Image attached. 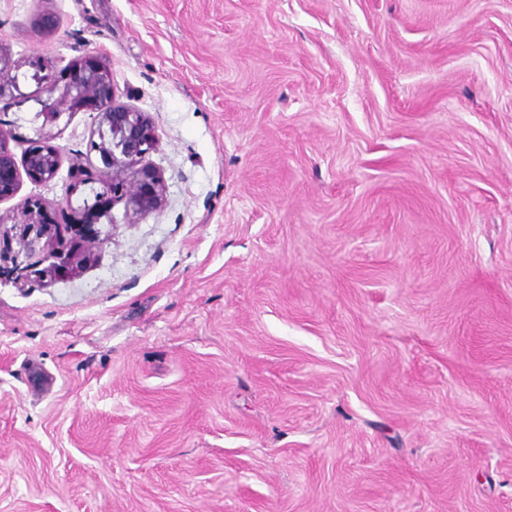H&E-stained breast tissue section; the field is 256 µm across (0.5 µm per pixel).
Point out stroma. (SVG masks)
<instances>
[{
    "mask_svg": "<svg viewBox=\"0 0 512 512\" xmlns=\"http://www.w3.org/2000/svg\"><path fill=\"white\" fill-rule=\"evenodd\" d=\"M96 51L166 201L0 276V512H512V0H0L10 61Z\"/></svg>",
    "mask_w": 512,
    "mask_h": 512,
    "instance_id": "1",
    "label": "stroma"
}]
</instances>
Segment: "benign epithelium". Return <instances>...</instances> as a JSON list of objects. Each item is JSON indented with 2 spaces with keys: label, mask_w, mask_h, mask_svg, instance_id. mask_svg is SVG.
I'll use <instances>...</instances> for the list:
<instances>
[{
  "label": "benign epithelium",
  "mask_w": 512,
  "mask_h": 512,
  "mask_svg": "<svg viewBox=\"0 0 512 512\" xmlns=\"http://www.w3.org/2000/svg\"><path fill=\"white\" fill-rule=\"evenodd\" d=\"M33 73L19 76V67L0 55V103L5 107H22L29 101L39 105L35 118L42 120L37 150L24 160L19 170L9 149L12 133L0 128V201L14 197L26 174L36 181L53 179L61 166L60 147L47 142L51 130L64 116L74 112L96 113L97 128L107 131L91 149L101 163V188L94 200L84 201L82 213L97 214L101 198L112 195V200L124 203L126 214L132 217L160 209L166 198V183L160 168L149 161L159 148V136L149 115L115 102L112 71L98 54H87L69 66L73 77L63 86L49 83L44 66L30 63ZM31 79L36 84H49L48 96L41 97L21 90L20 79ZM24 223L20 225L22 249L12 248L10 240L0 235V262L14 278L31 276L51 278L61 272H79L94 258L96 242L77 251L85 237V224H51L45 218V207L38 199L23 203Z\"/></svg>",
  "instance_id": "1"
}]
</instances>
